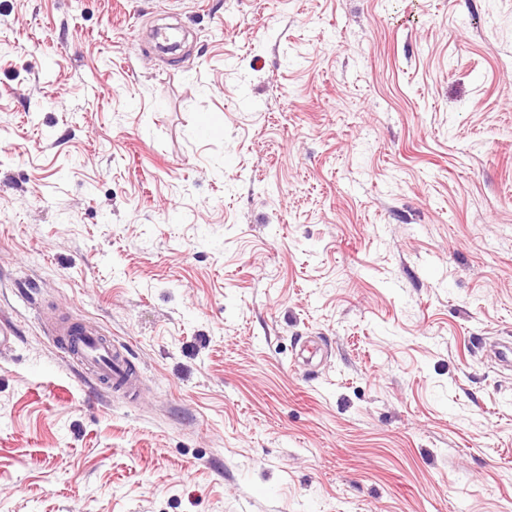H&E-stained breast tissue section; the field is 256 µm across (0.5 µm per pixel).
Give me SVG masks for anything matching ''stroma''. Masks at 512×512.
Returning <instances> with one entry per match:
<instances>
[{"mask_svg": "<svg viewBox=\"0 0 512 512\" xmlns=\"http://www.w3.org/2000/svg\"><path fill=\"white\" fill-rule=\"evenodd\" d=\"M0 314V512H512V0H0ZM51 336L66 357L101 387L136 400L141 396V374L127 346L104 337L95 326L49 320Z\"/></svg>", "mask_w": 512, "mask_h": 512, "instance_id": "obj_1", "label": "stroma"}]
</instances>
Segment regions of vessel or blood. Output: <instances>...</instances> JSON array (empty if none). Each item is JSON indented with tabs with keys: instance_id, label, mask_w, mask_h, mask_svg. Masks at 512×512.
I'll return each instance as SVG.
<instances>
[{
	"instance_id": "obj_1",
	"label": "vessel or blood",
	"mask_w": 512,
	"mask_h": 512,
	"mask_svg": "<svg viewBox=\"0 0 512 512\" xmlns=\"http://www.w3.org/2000/svg\"><path fill=\"white\" fill-rule=\"evenodd\" d=\"M58 345L99 386L135 400L141 395V374L127 346L104 337L94 326L79 322L49 321Z\"/></svg>"
}]
</instances>
